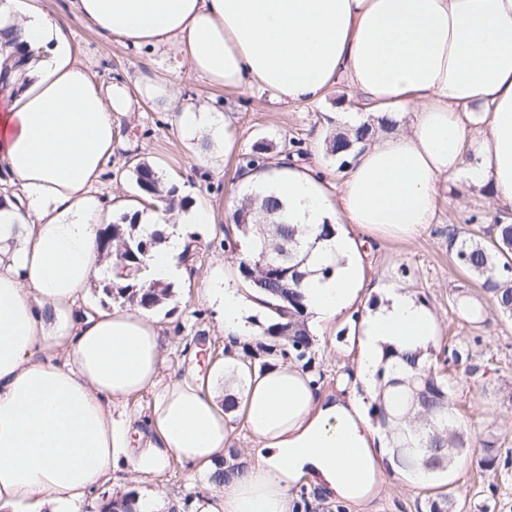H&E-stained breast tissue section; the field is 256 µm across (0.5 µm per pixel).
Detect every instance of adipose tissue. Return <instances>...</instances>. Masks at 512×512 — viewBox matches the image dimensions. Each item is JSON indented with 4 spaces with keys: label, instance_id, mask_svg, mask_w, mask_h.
<instances>
[{
    "label": "adipose tissue",
    "instance_id": "adipose-tissue-1",
    "mask_svg": "<svg viewBox=\"0 0 512 512\" xmlns=\"http://www.w3.org/2000/svg\"><path fill=\"white\" fill-rule=\"evenodd\" d=\"M72 9L102 34L174 51L178 67L228 91L267 93L274 106L316 104L347 85L392 128L357 145L341 185L285 162L240 181L276 197L288 223L330 227L309 252L300 291L318 336L348 329L351 368L335 393L288 361L250 369L240 346L251 338L252 303L229 288L216 374L167 376L156 319L77 306L102 275L96 241L108 209L96 186L113 115L129 109L126 89L78 62L65 23L37 0H0V29L18 31L30 52L27 69L0 89V512H77L125 465L149 475L175 457L213 472L236 415L253 461L242 477L211 485L194 512H295L292 490L309 474L336 501L371 512L368 492L391 446L370 412L378 369L386 350L425 347L440 322L402 285L361 311V247L424 231L448 182L491 186L496 202L512 205V0H72ZM140 86L186 136L224 139L226 118L210 104L178 101L147 75ZM139 220L176 225L143 272L174 283L185 275L180 226L212 223L213 210L175 213L156 198ZM327 265L332 274L321 276ZM145 392L154 400L140 430L124 407Z\"/></svg>",
    "mask_w": 512,
    "mask_h": 512
}]
</instances>
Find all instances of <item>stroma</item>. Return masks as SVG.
<instances>
[{"label": "stroma", "mask_w": 512, "mask_h": 512, "mask_svg": "<svg viewBox=\"0 0 512 512\" xmlns=\"http://www.w3.org/2000/svg\"><path fill=\"white\" fill-rule=\"evenodd\" d=\"M39 5L47 14L67 20L76 58L95 76L122 81L132 100L130 110L115 118L118 135L99 187L101 195L110 196L117 184L124 198L135 199V179L127 165L128 158L134 157L154 167L164 182L176 184L181 196L210 204L215 210V223L185 227L183 264L188 279L156 311L166 330L163 369L182 372L190 365L199 341L219 350L225 345L223 308L206 297V288L216 281L226 288L243 285L235 253L223 247L225 232L234 229L225 217L226 199L239 188L242 158L262 147L268 166L286 157L298 166H319L333 184H340L345 173L340 159L319 145L347 129L348 118L358 111L360 102L348 87L340 86L317 105L274 107L264 95L210 85L187 69H175L170 58L98 32L75 17L71 0H39ZM143 74L176 83L181 96L209 102L229 113L226 135L233 148L224 157L219 178L192 179V172L200 170L203 161L194 156L169 114L154 111L140 96L136 80ZM500 217L512 223V205L495 203L489 188L452 184L441 192L435 220L421 235L406 240L374 239L363 246L370 283L402 282L438 315L441 326L435 346L480 337V344L472 342L475 374L469 376L460 369L452 373L454 401L468 421L469 438L478 441L493 436L499 446L494 468L481 467L478 456L465 452L461 464L450 465L424 486L413 485L404 473L384 471L373 501L375 512H428L429 498L439 493L463 504V512H483L484 502L490 499L497 502L496 512H512V317L496 310L475 279L457 267L448 249L449 228L475 234L480 226ZM460 303L480 310L477 322L464 321L455 312ZM157 491L175 504V512H191L192 500L207 493L208 481L176 460L148 476L128 467L119 480L89 494L78 512H101L106 503L126 494L146 496Z\"/></svg>", "instance_id": "obj_1"}]
</instances>
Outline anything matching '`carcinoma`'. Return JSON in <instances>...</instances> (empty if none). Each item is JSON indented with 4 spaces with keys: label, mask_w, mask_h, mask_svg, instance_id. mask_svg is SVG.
<instances>
[{
    "label": "carcinoma",
    "mask_w": 512,
    "mask_h": 512,
    "mask_svg": "<svg viewBox=\"0 0 512 512\" xmlns=\"http://www.w3.org/2000/svg\"><path fill=\"white\" fill-rule=\"evenodd\" d=\"M371 123L350 127L329 139L327 151L342 159L348 157L357 144L370 134ZM139 198L147 201L163 197L169 208L184 205L179 188L166 186L151 166L135 162L131 166ZM280 210L279 202L271 196H253L248 205L237 211L236 238L225 234L229 248L242 254L239 271L248 286L266 296L264 305L270 311L263 334L280 339V344L264 348L262 358L248 346L242 347L244 357L260 369L269 365L268 358L294 360L312 370L309 358L312 337L306 323L303 296L299 292L304 273L296 262L302 249V236L307 229L296 224L271 219ZM484 237L475 239L449 234V248L457 265L475 276L481 288L494 299L497 309L512 316V224H490L483 229ZM162 240V231L139 224L136 215L122 213L105 225L98 237L97 249L110 253V243H128L122 256L112 257V266L104 272V285L112 286L105 294L140 308L161 307L172 294L171 285L148 282L141 277L154 248ZM149 249L141 251L142 243ZM472 346L460 342L444 349L442 363L468 366ZM398 357L402 366L382 364L378 370L381 392L394 397L389 402L382 395L371 406V413L382 425L393 426V458L405 472L421 468L441 473L453 458L470 447L463 422L456 412L451 382L445 380L432 362L433 353L390 352L385 359Z\"/></svg>",
    "instance_id": "carcinoma-1"
}]
</instances>
